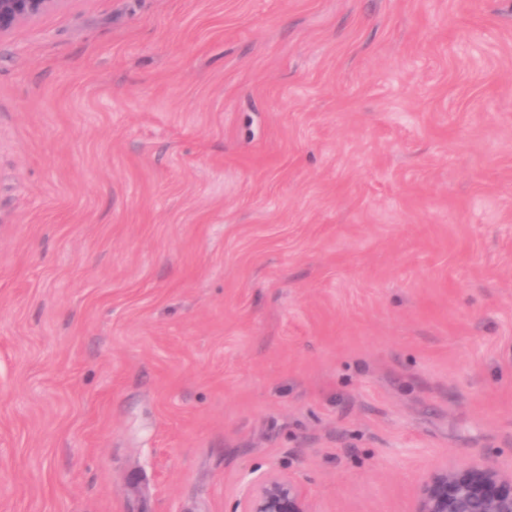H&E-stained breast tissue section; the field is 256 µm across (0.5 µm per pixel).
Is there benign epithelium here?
Instances as JSON below:
<instances>
[{"label":"benign epithelium","mask_w":512,"mask_h":512,"mask_svg":"<svg viewBox=\"0 0 512 512\" xmlns=\"http://www.w3.org/2000/svg\"><path fill=\"white\" fill-rule=\"evenodd\" d=\"M60 0H0V34L35 19ZM240 512H312L290 476L267 471L251 482ZM415 512H512V476L481 461L434 470L420 489Z\"/></svg>","instance_id":"benign-epithelium-1"}]
</instances>
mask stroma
<instances>
[{
	"mask_svg": "<svg viewBox=\"0 0 512 512\" xmlns=\"http://www.w3.org/2000/svg\"><path fill=\"white\" fill-rule=\"evenodd\" d=\"M512 474V0H61L0 35V512H413ZM414 512H512V475L481 461L435 469ZM240 512H312L303 488L290 476L267 471L247 489Z\"/></svg>",
	"mask_w": 512,
	"mask_h": 512,
	"instance_id": "stroma-1",
	"label": "stroma"
}]
</instances>
